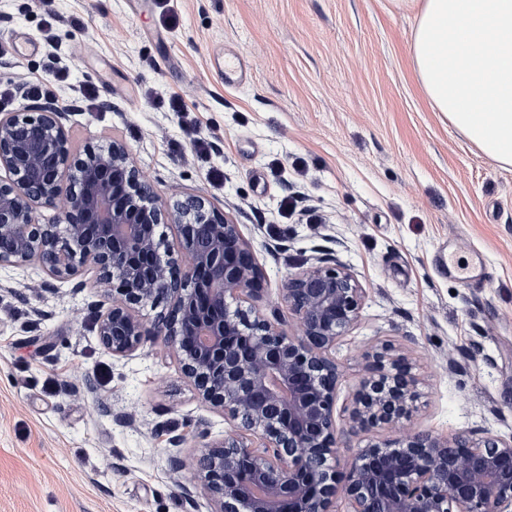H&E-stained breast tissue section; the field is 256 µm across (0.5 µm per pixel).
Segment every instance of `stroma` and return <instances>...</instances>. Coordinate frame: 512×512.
<instances>
[{
  "label": "stroma",
  "mask_w": 512,
  "mask_h": 512,
  "mask_svg": "<svg viewBox=\"0 0 512 512\" xmlns=\"http://www.w3.org/2000/svg\"><path fill=\"white\" fill-rule=\"evenodd\" d=\"M170 7L0 0V113L59 109L75 148L118 141L162 201L196 194L230 215L268 275L262 313L287 315L281 286L315 257L353 272L365 299L335 354L338 470L369 440L348 408L384 343L421 381L413 429L512 436V167L434 108L410 49L418 6ZM235 57L248 77L224 84L216 67ZM51 69L50 97L22 92ZM81 279L0 270V512H213L193 462L223 441V412L163 341L112 356L98 273Z\"/></svg>",
  "instance_id": "obj_1"
}]
</instances>
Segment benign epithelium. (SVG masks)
Here are the masks:
<instances>
[{"label":"benign epithelium","instance_id":"benign-epithelium-1","mask_svg":"<svg viewBox=\"0 0 512 512\" xmlns=\"http://www.w3.org/2000/svg\"><path fill=\"white\" fill-rule=\"evenodd\" d=\"M63 113H0V268L36 263L52 279L100 272L112 303L96 315L115 357L162 338L202 401L230 430L194 469L214 512H512V437L452 440L407 431L371 442L346 474L336 429L341 372L332 352L360 318L350 269L319 259L288 275L293 330L255 306L263 267L239 225L203 199L170 208L114 141L74 151ZM54 209L42 224L35 213ZM175 225L172 249L156 229ZM163 306L153 328L135 309ZM420 398L412 367L383 346L366 356L349 421L364 433L410 421Z\"/></svg>","mask_w":512,"mask_h":512}]
</instances>
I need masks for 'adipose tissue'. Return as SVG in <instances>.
<instances>
[{"label": "adipose tissue", "instance_id": "obj_1", "mask_svg": "<svg viewBox=\"0 0 512 512\" xmlns=\"http://www.w3.org/2000/svg\"><path fill=\"white\" fill-rule=\"evenodd\" d=\"M411 50L437 109L512 166V0H421Z\"/></svg>", "mask_w": 512, "mask_h": 512}]
</instances>
